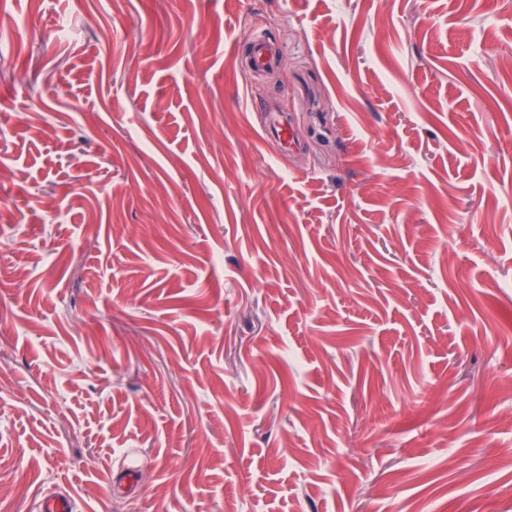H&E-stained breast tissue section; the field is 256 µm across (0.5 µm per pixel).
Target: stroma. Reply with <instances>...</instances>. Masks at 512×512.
<instances>
[{"label":"stroma","mask_w":512,"mask_h":512,"mask_svg":"<svg viewBox=\"0 0 512 512\" xmlns=\"http://www.w3.org/2000/svg\"><path fill=\"white\" fill-rule=\"evenodd\" d=\"M497 43L512 0H0V512H512Z\"/></svg>","instance_id":"stroma-1"}]
</instances>
